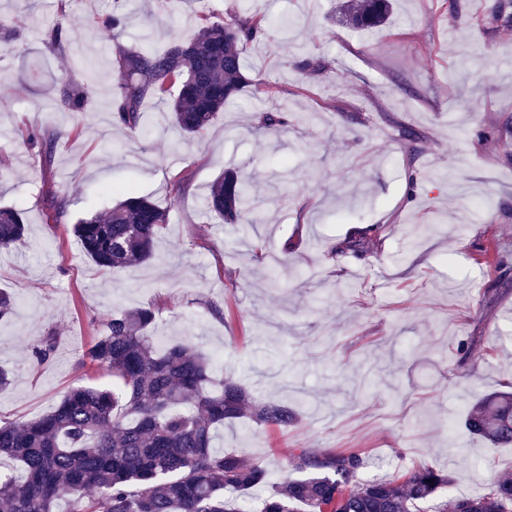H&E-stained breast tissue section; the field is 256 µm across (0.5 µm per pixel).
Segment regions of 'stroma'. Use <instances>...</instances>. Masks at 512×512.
I'll use <instances>...</instances> for the list:
<instances>
[{"instance_id": "35a3bbf8", "label": "stroma", "mask_w": 512, "mask_h": 512, "mask_svg": "<svg viewBox=\"0 0 512 512\" xmlns=\"http://www.w3.org/2000/svg\"><path fill=\"white\" fill-rule=\"evenodd\" d=\"M236 0H0L20 38L0 54V203L23 211V244L0 251V290L19 300L0 324V419L42 415L76 385L107 383L82 360L112 312L158 306L156 335L190 342L215 378L233 377L258 402L301 399L285 430L247 419L219 429L218 446L294 478V449L370 454L364 478L435 464L456 496L476 497L512 474V447L492 448L463 418L480 395L512 387V0H394L390 21L366 32L337 21L333 0H255L296 19L242 48L248 91L203 137L182 136L147 99L145 138L127 137L107 106L112 39L99 28L125 16L123 44L163 50L171 33L221 19ZM67 27L66 53L43 32ZM310 58L314 75L295 69ZM39 62L42 82L27 75ZM76 78L83 113L56 90ZM288 118L265 137L258 116ZM56 132L50 162L32 134ZM420 137L409 151L404 131ZM227 168L258 192L248 237L209 217L203 199ZM183 194L173 188L183 176ZM132 187L169 212L152 260L112 274L73 233L108 209L105 186ZM69 206L47 218L51 195ZM439 231L418 237L420 225ZM379 226L374 247L342 253ZM287 255L280 287L271 257ZM54 335L45 365L31 347Z\"/></svg>"}]
</instances>
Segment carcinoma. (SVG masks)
Returning a JSON list of instances; mask_svg holds the SVG:
<instances>
[{
    "mask_svg": "<svg viewBox=\"0 0 512 512\" xmlns=\"http://www.w3.org/2000/svg\"><path fill=\"white\" fill-rule=\"evenodd\" d=\"M390 0H341L338 14L351 26L372 29L390 15ZM124 17L101 21L112 34L111 89L114 123L128 136L145 135L140 119L148 98L165 101L172 124L198 137L224 111V104L250 85L241 47L274 27L244 2L222 21L202 19L197 31L175 36L162 52L128 48L118 41ZM15 21L0 14V42L10 49ZM52 50H66L64 27L45 33ZM178 90L170 96V88ZM59 102L70 112L85 111L79 87L66 82ZM256 193L251 180L226 169L209 186L206 209L223 224L246 233L254 221ZM167 210L131 190L113 207L74 225L83 252L112 273L153 257V246ZM23 212L0 207V248L25 241ZM374 237L363 233L342 251L365 253ZM159 308L117 312L85 354L87 361L112 375V386L79 385L33 420L0 419V512H55L69 498L68 512H249V495L261 488L255 512H411L418 502L437 498L448 474L418 465L386 479L361 478L367 455L360 450L318 454L297 448L291 457L300 477L266 487L264 466L244 455L214 446L226 420L249 418L286 429L298 410L276 402L257 403L231 379L214 384L210 361L190 344L160 351L151 331ZM54 337L32 349L38 364L50 360ZM467 429L495 448L512 444V392L480 398L467 412ZM512 512V476L495 480L480 497L442 498L435 512Z\"/></svg>",
    "mask_w": 512,
    "mask_h": 512,
    "instance_id": "1",
    "label": "carcinoma"
}]
</instances>
